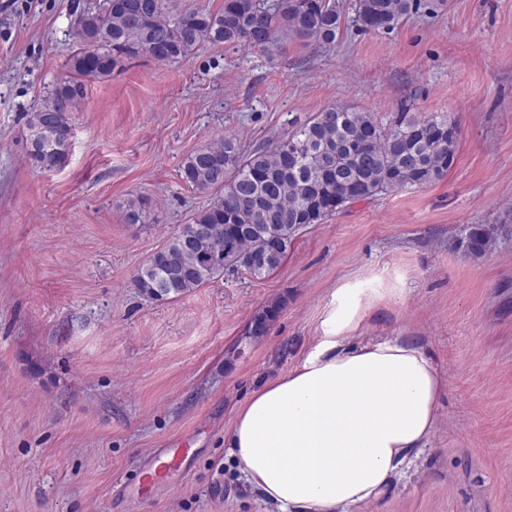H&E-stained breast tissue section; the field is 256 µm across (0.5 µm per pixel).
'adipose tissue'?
Returning a JSON list of instances; mask_svg holds the SVG:
<instances>
[{
    "instance_id": "obj_1",
    "label": "adipose tissue",
    "mask_w": 512,
    "mask_h": 512,
    "mask_svg": "<svg viewBox=\"0 0 512 512\" xmlns=\"http://www.w3.org/2000/svg\"><path fill=\"white\" fill-rule=\"evenodd\" d=\"M395 288L336 289L317 343L241 405L224 444L280 512H353L378 499L438 422L445 373L403 336H363Z\"/></svg>"
}]
</instances>
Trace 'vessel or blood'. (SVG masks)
Segmentation results:
<instances>
[{
    "mask_svg": "<svg viewBox=\"0 0 512 512\" xmlns=\"http://www.w3.org/2000/svg\"><path fill=\"white\" fill-rule=\"evenodd\" d=\"M192 454L191 445L186 441L157 449L148 461L125 477L121 484L124 494L130 501L140 502L150 498L157 488L179 486L187 474Z\"/></svg>",
    "mask_w": 512,
    "mask_h": 512,
    "instance_id": "b4317fda",
    "label": "vessel or blood"
}]
</instances>
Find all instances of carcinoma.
<instances>
[{
    "instance_id": "1",
    "label": "carcinoma",
    "mask_w": 512,
    "mask_h": 512,
    "mask_svg": "<svg viewBox=\"0 0 512 512\" xmlns=\"http://www.w3.org/2000/svg\"><path fill=\"white\" fill-rule=\"evenodd\" d=\"M419 0H356L355 21L366 30H389L418 7ZM344 21L340 0H224L216 10H186L179 0H103L79 13L71 28L75 50L67 74L58 79L40 105L26 113L30 158L45 171L69 161L71 112L86 94V82L104 80L121 63L147 55L148 41L158 42L161 63L192 56L212 45L266 48L286 36L331 44ZM456 124L444 115L396 114L386 125L369 112L327 107L271 146L244 147L234 134L205 142L184 159L180 178L210 196L208 206L184 224L145 262L134 278L138 291L154 300L177 299L194 292L229 269L264 278L280 267L288 248L304 230L340 209L379 194L420 187L442 179L455 163ZM297 164L288 165V151ZM149 217L147 201H128V224ZM200 227L211 229L206 248L224 256L218 266L188 250L186 241ZM273 236L281 249L269 261L243 267L242 258ZM496 237L481 225L465 238L474 254L489 252ZM280 312L275 302L250 322L254 330L271 325Z\"/></svg>"
}]
</instances>
